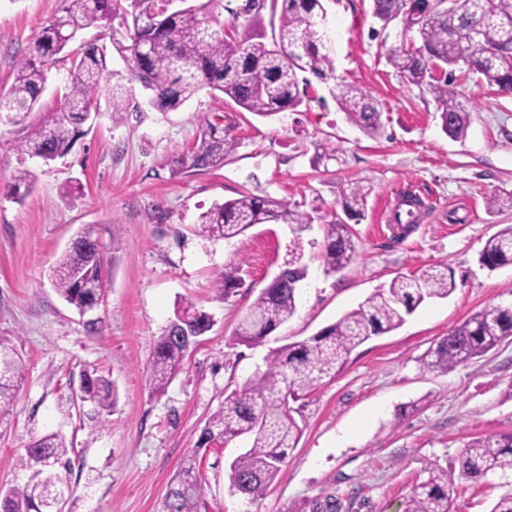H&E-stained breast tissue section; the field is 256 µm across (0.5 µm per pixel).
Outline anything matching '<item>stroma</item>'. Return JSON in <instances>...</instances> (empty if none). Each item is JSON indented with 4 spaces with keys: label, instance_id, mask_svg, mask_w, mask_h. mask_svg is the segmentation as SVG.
<instances>
[{
    "label": "stroma",
    "instance_id": "35a3bbf8",
    "mask_svg": "<svg viewBox=\"0 0 512 512\" xmlns=\"http://www.w3.org/2000/svg\"><path fill=\"white\" fill-rule=\"evenodd\" d=\"M60 7L61 0H0V90ZM326 9L336 78L380 103L379 136L351 124L328 85L315 80L299 111L272 119L206 89L170 112L146 106L116 116L104 106L96 122L80 126L66 155L46 163L16 145L28 125L62 103L65 59L51 68L33 112L0 120V344L24 368L0 425V487L23 484L18 457L57 433L73 448L64 512H161L171 479L192 454L202 461L207 512H288L322 493L349 503L348 512H403L431 469L458 472L465 443L512 431V338L445 371L423 364L456 324L512 301V266L491 271L478 261L485 241L512 225V208L492 214L485 207L487 196L512 191V93L473 75L460 79L469 127L464 139H452L433 96L388 62L391 49L418 43L416 31L397 20L382 25L371 0H327ZM216 118L233 124L237 150L221 167L177 171L176 160ZM319 141L341 149L342 162L316 161ZM20 169L31 173L32 187L18 201L6 187ZM360 180L371 193L363 218L349 223L356 256L325 274L322 224L342 216V189ZM408 189L422 206L401 238L387 215ZM245 194L298 204L314 218L297 312L256 345L233 334L288 257L287 225L259 224L229 241L197 231L202 212ZM86 227L105 251L106 288L82 314L59 297L49 269ZM238 263L241 282L221 299L214 276ZM432 265L453 272L454 292L356 348L335 377L293 402L302 435L276 481L253 501L233 492L229 465L247 440L197 446L225 396L264 371L272 350L315 335L394 277ZM180 300L211 314L213 326L157 394L147 368ZM92 372L117 388L110 414L78 398L82 375ZM455 490L454 512H490L512 479H462Z\"/></svg>",
    "mask_w": 512,
    "mask_h": 512
}]
</instances>
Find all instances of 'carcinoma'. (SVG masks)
I'll return each mask as SVG.
<instances>
[{
    "mask_svg": "<svg viewBox=\"0 0 512 512\" xmlns=\"http://www.w3.org/2000/svg\"><path fill=\"white\" fill-rule=\"evenodd\" d=\"M63 0L61 14L44 29L32 52L16 65L14 79L0 91V114L31 112L46 82L48 65L69 48L81 30L100 27L117 17L126 22L125 41H112L132 77L148 93V105L160 111L175 110L207 87L230 98L243 110L262 118L295 111L306 96L309 81L333 78L332 40L323 16L324 0H244L223 22L214 12L218 0H197L175 11H163L161 0ZM270 9L271 37L252 23L264 8ZM373 16L383 25L399 19L417 27L421 45L394 49L388 62L409 83L425 86L440 106L443 131L456 139L466 136L468 111L460 101L456 68L463 65L479 82L501 92H512V0H372ZM244 18L246 27L238 29ZM70 70L64 107L28 128L18 150L48 163L64 155L69 139L99 111L101 80L107 71V49L97 41L85 42L68 54ZM334 95L346 118L364 133L381 134L378 103L361 87L340 83ZM109 104L112 113L138 110L130 96L115 85ZM230 123H206L200 138L177 164L203 171L224 165L236 150L238 139ZM31 185L30 172L20 169L8 185L9 195ZM370 188L359 182L343 189V209L361 218ZM283 221L293 234V254L284 263V275L262 289L240 319L234 335L246 344L261 342L291 319L297 310V284L307 273L301 263L303 234L314 222L309 213L286 200L243 195L214 205L199 217L198 233L233 239L256 224ZM320 259L332 274L349 265L355 243L340 220L323 225ZM98 240L84 229L66 248L52 270L57 293L79 312L93 309L103 289V255L95 252ZM481 266L494 271L512 264V225L489 237L479 254ZM241 266L215 275L214 287L227 298L240 282ZM455 289L448 268L430 266L419 274L398 276L358 308L309 339L274 350L267 369L246 380L224 398L206 421L198 447L208 448L242 435L251 437L248 449L230 464L231 486L249 499L263 496L282 469L288 451L297 447L302 428L289 401H297L323 379L339 372L348 356L374 336L398 328L426 300L445 298ZM212 326V317L190 301L177 305L175 320L160 337L148 368L152 388L165 390L180 367L192 339ZM512 336V302L496 303L452 327L448 336L430 349L424 360L429 369L446 370L469 362ZM22 362L16 353L0 347V424L10 415L11 403L21 383ZM115 392L104 376L83 374L79 399L110 411ZM72 448L65 437L50 434L32 442L18 458L28 474L22 486L0 488V512H53V495L68 488ZM459 475L478 479L488 473L512 475V432L476 438L460 453ZM201 461L186 458L169 485L163 512H202L206 508ZM455 491L453 473L436 468L416 484L405 512H451ZM342 504L328 494L295 502L288 512H341Z\"/></svg>",
    "mask_w": 512,
    "mask_h": 512,
    "instance_id": "carcinoma-1",
    "label": "carcinoma"
}]
</instances>
